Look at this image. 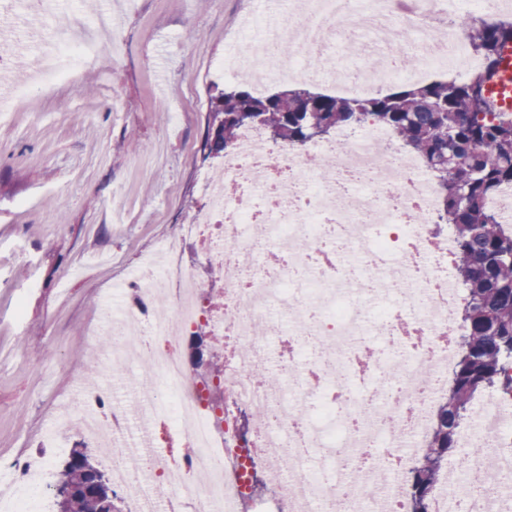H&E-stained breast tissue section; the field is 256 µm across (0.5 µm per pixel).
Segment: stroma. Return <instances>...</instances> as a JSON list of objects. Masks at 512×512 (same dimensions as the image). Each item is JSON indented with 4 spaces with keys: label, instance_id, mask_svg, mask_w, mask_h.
<instances>
[{
    "label": "stroma",
    "instance_id": "1",
    "mask_svg": "<svg viewBox=\"0 0 512 512\" xmlns=\"http://www.w3.org/2000/svg\"><path fill=\"white\" fill-rule=\"evenodd\" d=\"M111 10L116 37L91 72L34 85L0 115V454L60 434V465L88 448L65 420L86 378L116 404L140 372L107 368V350L84 343L117 285L151 260L164 239L193 223L208 200L204 176L224 164L204 157L210 97L243 85L215 64L235 37L279 26V0H77ZM14 0H0V101L7 80L27 77L36 41Z\"/></svg>",
    "mask_w": 512,
    "mask_h": 512
}]
</instances>
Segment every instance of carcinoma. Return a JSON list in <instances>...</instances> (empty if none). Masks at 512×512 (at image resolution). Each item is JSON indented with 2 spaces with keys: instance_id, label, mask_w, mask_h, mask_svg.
<instances>
[{
  "instance_id": "obj_1",
  "label": "carcinoma",
  "mask_w": 512,
  "mask_h": 512,
  "mask_svg": "<svg viewBox=\"0 0 512 512\" xmlns=\"http://www.w3.org/2000/svg\"><path fill=\"white\" fill-rule=\"evenodd\" d=\"M484 70L463 80L410 85L366 97H337L306 87L256 96L243 87L210 98L202 150L205 157L233 152L241 128L260 126L274 141L304 146L316 129L361 127L389 129L406 150L431 170L438 186L441 224L455 229V270L466 290L460 336L448 391L441 398L425 441L426 451L405 475L410 512H430L436 486L455 458L464 469L469 457L459 451V431L476 394L492 389L512 401V229L486 202L512 186V111L497 107L476 90L496 72L502 50L512 46V21L488 24L471 15L456 18ZM100 473L91 457L73 449L57 473L56 487H73L80 477ZM112 484L93 495H70L69 512H104Z\"/></svg>"
}]
</instances>
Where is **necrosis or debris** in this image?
I'll return each mask as SVG.
<instances>
[{
    "mask_svg": "<svg viewBox=\"0 0 512 512\" xmlns=\"http://www.w3.org/2000/svg\"><path fill=\"white\" fill-rule=\"evenodd\" d=\"M295 18L278 41L302 57L349 28H364L374 47L355 69L323 62L299 67L314 85L348 97L408 80L402 55L416 71L461 78L482 61L456 27L457 0H292ZM36 73L42 84L95 68L100 43L57 30ZM218 67L225 76L250 68L260 85L286 80L279 51L269 43L234 42ZM336 159L329 175L314 172L307 154ZM207 211L181 225L163 243L167 262L149 264L122 283L117 320L97 336H115L114 353L143 356L149 379L134 382L140 420L150 424L152 453L132 454L115 436L122 418L111 397L85 390L79 413L84 436L107 458L122 457L112 478L127 512H263L250 497L253 476L271 484L290 476L292 493L276 512H407L405 470L419 456L431 425V406L448 388L455 341L464 332L458 309L464 290L453 278L455 241L433 223L436 184L423 161L401 150L389 131L372 125L360 133L337 129L301 151L273 150L261 131L245 127L222 170L208 177ZM193 242L208 266L224 273V304L203 308L207 285L182 260ZM292 335L270 350L264 325L279 335L281 319ZM205 330L223 346L224 372L203 383L186 368V336ZM299 336L316 337L323 351L297 352ZM286 371L277 388L252 370ZM429 377H421L420 368ZM224 393L223 407L211 401ZM502 401L488 396L465 442L481 447L467 469L451 466L430 512H512V424ZM251 428L241 432L238 414ZM371 448L378 487L353 484L307 466L312 450L335 463L342 450ZM48 438L37 450L19 449L0 464V512H52L45 489ZM498 483L485 487L488 468Z\"/></svg>",
    "mask_w": 512,
    "mask_h": 512,
    "instance_id": "necrosis-or-debris-1",
    "label": "necrosis or debris"
}]
</instances>
